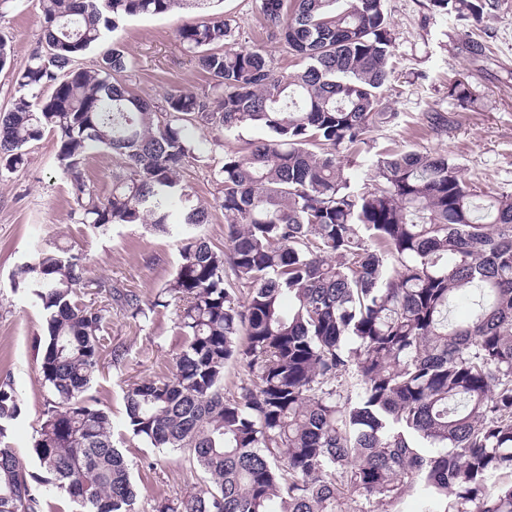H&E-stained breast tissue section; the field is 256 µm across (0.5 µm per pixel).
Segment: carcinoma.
I'll list each match as a JSON object with an SVG mask.
<instances>
[{"mask_svg":"<svg viewBox=\"0 0 512 512\" xmlns=\"http://www.w3.org/2000/svg\"><path fill=\"white\" fill-rule=\"evenodd\" d=\"M213 2L41 0V47L0 110V166L25 164L52 134L79 223L164 229L177 206L186 224H206L208 206L180 181L197 159L187 128L269 137L211 169L226 249L187 238L154 299L87 280L61 248L14 270L44 313L48 397L30 473L8 442L20 400L0 382V512H42L58 489L74 512H391L414 494L424 512H512V195H480L449 155L418 150L375 154L361 187L347 173L397 117L383 97L394 56L384 0H262L267 33L301 63L289 74L236 48ZM430 4L478 24L500 0ZM176 8L197 13L177 36L207 85L145 99L108 33ZM448 94L473 92L456 79ZM94 145L124 160L106 197L84 179ZM90 287L102 301L80 297ZM460 293L474 302L458 322ZM171 305L182 348L170 374L129 386L126 428L187 455L202 485L140 508L111 415L88 391L103 360L125 356L105 335L112 308L145 323ZM231 362L248 378L227 396Z\"/></svg>","mask_w":512,"mask_h":512,"instance_id":"obj_1","label":"carcinoma"}]
</instances>
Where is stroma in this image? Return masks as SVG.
<instances>
[{
  "label": "stroma",
  "mask_w": 512,
  "mask_h": 512,
  "mask_svg": "<svg viewBox=\"0 0 512 512\" xmlns=\"http://www.w3.org/2000/svg\"><path fill=\"white\" fill-rule=\"evenodd\" d=\"M395 45L392 72L384 88L388 111L395 120L370 136L368 153L384 149L421 150L450 155L464 178L482 192L512 194V0H502L493 15L475 24L435 14L429 0H385ZM221 12L233 21L234 38L245 50L260 49L278 69L294 71L297 59L286 45L268 37L262 0H223ZM187 20L175 10L164 15L128 19L115 32L133 61L132 90L151 99L176 88L198 90L207 79L177 37ZM45 26L39 0H20L16 9L0 15V36L14 51L13 66L0 70V109L16 93V69L39 47ZM482 41L486 56L462 52L466 37ZM468 83L475 99L462 104L449 97L448 81ZM447 113V127H427L423 115ZM198 162L181 172L180 180L194 199L212 201L215 188L210 165L236 150L242 139L261 137L258 128L241 133L191 129ZM119 156L103 147L92 149L85 162V178L99 195L112 190V177L121 169ZM74 188L61 174L51 135L30 148L28 161L0 172V381L11 380L22 412L12 422L9 439L27 471H35L33 442L48 392L38 372L45 320L29 289L13 288L16 266L30 261L36 250L63 247L81 256L93 279L153 298L174 276L182 238L201 236L213 247L225 246L224 213L215 208L209 223L187 226L173 213L169 231L141 224L112 226L105 233L75 223ZM107 334L125 353L119 363H105L90 389L100 407L112 414L114 435L133 465L132 475L141 502L184 491L190 464L184 455L159 453L124 426V394L128 383L167 375L182 346L173 309H162L145 324L112 313Z\"/></svg>",
  "instance_id": "stroma-1"
}]
</instances>
